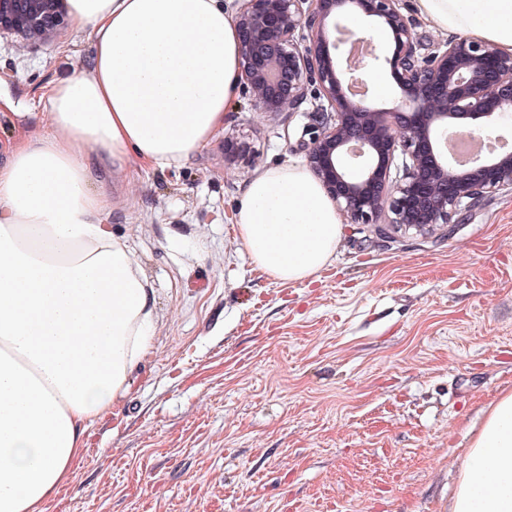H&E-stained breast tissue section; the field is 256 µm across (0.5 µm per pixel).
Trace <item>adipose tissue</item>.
<instances>
[{
  "mask_svg": "<svg viewBox=\"0 0 512 512\" xmlns=\"http://www.w3.org/2000/svg\"><path fill=\"white\" fill-rule=\"evenodd\" d=\"M416 7L512 54V0ZM65 14L93 58L51 80L30 133L0 151V512H45L150 347L155 290L112 233L103 182L210 143L240 88L224 0H65ZM234 222L253 264L285 283L317 276L340 240L334 205L297 165L257 170ZM450 512H512L511 392L486 409Z\"/></svg>",
  "mask_w": 512,
  "mask_h": 512,
  "instance_id": "adipose-tissue-1",
  "label": "adipose tissue"
}]
</instances>
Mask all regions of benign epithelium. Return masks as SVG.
<instances>
[{
  "label": "benign epithelium",
  "instance_id": "1",
  "mask_svg": "<svg viewBox=\"0 0 512 512\" xmlns=\"http://www.w3.org/2000/svg\"><path fill=\"white\" fill-rule=\"evenodd\" d=\"M236 25L243 95L269 113L297 112L310 96L322 101L316 111L328 116L307 164L350 223L449 234L456 215L512 189V151L475 155L461 169L441 146L450 127L512 124V54L454 36L423 56L397 0H241ZM347 33L389 44L364 70L391 77L392 106L349 94Z\"/></svg>",
  "mask_w": 512,
  "mask_h": 512
}]
</instances>
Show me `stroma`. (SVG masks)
Returning <instances> with one entry per match:
<instances>
[{
	"label": "stroma",
	"instance_id": "stroma-1",
	"mask_svg": "<svg viewBox=\"0 0 512 512\" xmlns=\"http://www.w3.org/2000/svg\"><path fill=\"white\" fill-rule=\"evenodd\" d=\"M93 52L69 27L0 32L16 109L0 144ZM317 121L241 96L188 159L113 178L112 233L155 288L154 335L45 512H448L484 409L512 391V192L448 236L342 222L315 280L274 281L233 215L257 169L305 163ZM228 141L245 157L226 161Z\"/></svg>",
	"mask_w": 512,
	"mask_h": 512
}]
</instances>
